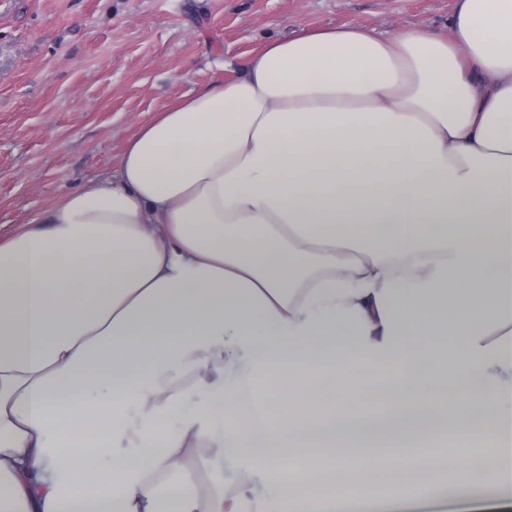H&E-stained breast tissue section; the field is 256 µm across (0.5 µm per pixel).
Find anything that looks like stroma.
<instances>
[{"mask_svg": "<svg viewBox=\"0 0 512 512\" xmlns=\"http://www.w3.org/2000/svg\"><path fill=\"white\" fill-rule=\"evenodd\" d=\"M455 0H0V237L115 173L143 124L267 42L345 25L447 35ZM411 512H501L493 494Z\"/></svg>", "mask_w": 512, "mask_h": 512, "instance_id": "1", "label": "stroma"}]
</instances>
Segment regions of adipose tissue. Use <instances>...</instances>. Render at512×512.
<instances>
[{"label":"adipose tissue","instance_id":"1","mask_svg":"<svg viewBox=\"0 0 512 512\" xmlns=\"http://www.w3.org/2000/svg\"><path fill=\"white\" fill-rule=\"evenodd\" d=\"M448 30L270 42L0 239V512H314L380 447L512 506V0ZM205 451L275 477L163 495Z\"/></svg>","mask_w":512,"mask_h":512}]
</instances>
